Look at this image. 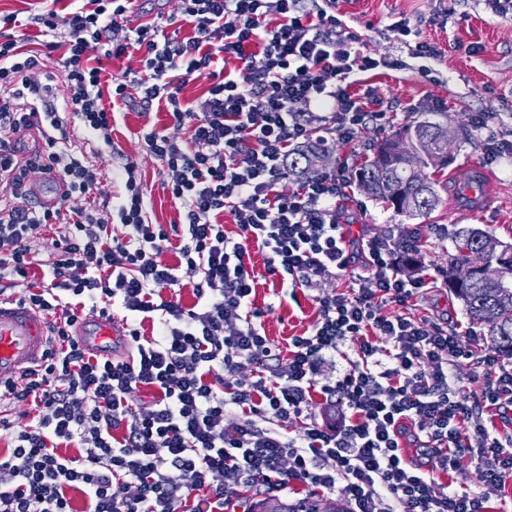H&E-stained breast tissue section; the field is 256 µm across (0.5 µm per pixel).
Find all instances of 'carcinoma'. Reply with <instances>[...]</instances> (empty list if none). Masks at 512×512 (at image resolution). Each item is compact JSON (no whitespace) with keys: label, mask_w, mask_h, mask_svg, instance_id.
Masks as SVG:
<instances>
[{"label":"carcinoma","mask_w":512,"mask_h":512,"mask_svg":"<svg viewBox=\"0 0 512 512\" xmlns=\"http://www.w3.org/2000/svg\"><path fill=\"white\" fill-rule=\"evenodd\" d=\"M440 122H414L371 145V155L358 169L361 190L397 216L414 218L439 204L440 173L452 161ZM325 150L307 147L294 155L291 176L319 169ZM448 287L462 301L470 324L482 329L488 347L512 358V246L473 225L448 237ZM346 512L341 502L317 497L288 501L267 495L250 502L247 512Z\"/></svg>","instance_id":"carcinoma-1"}]
</instances>
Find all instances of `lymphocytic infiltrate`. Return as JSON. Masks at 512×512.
I'll return each instance as SVG.
<instances>
[{
	"instance_id": "1",
	"label": "lymphocytic infiltrate",
	"mask_w": 512,
	"mask_h": 512,
	"mask_svg": "<svg viewBox=\"0 0 512 512\" xmlns=\"http://www.w3.org/2000/svg\"><path fill=\"white\" fill-rule=\"evenodd\" d=\"M337 0H181L192 38L160 36L157 25L123 28L126 0H84L65 13L35 15L43 51L62 50L67 88L55 100L41 81V53L25 49L15 14L0 18V286L24 287V300L47 324L42 364L0 390V404L24 407L27 423L0 456V512H74L69 490L85 496L84 512H224V480L343 499L349 512H487L488 491L512 476V438L481 423L484 411L512 407V362L493 349L472 354L461 331L404 312L437 275L413 264L417 231L400 237L346 235L336 200L354 178L348 160L282 194L290 149L314 129L342 144L368 118L349 77L400 60L376 58L337 19ZM276 16L268 26L267 16ZM141 51L140 70L103 81L104 61ZM221 57L237 68L214 74L190 102L179 94ZM163 102L188 140L153 130L147 152L185 211L178 247L195 303L182 308L162 289L181 287L159 256L168 233L151 223L133 162L118 172V202L104 198L100 172L84 143L70 135L69 112L95 143L111 150L118 109ZM41 127L29 157L15 134ZM54 176L66 190L57 209L33 203L31 178ZM85 200L71 210L72 199ZM230 215L233 241L219 224ZM58 227L56 250L37 259L35 233ZM269 255L289 288H313L353 263L363 273L348 290L315 296L308 334L292 337L288 357L272 346L252 306L249 247ZM41 279H29L32 267ZM119 305L152 331L131 328L134 350L109 359L86 349L74 325L82 311ZM394 312H386V305ZM389 346L377 348L373 336ZM357 345L348 368L329 371L341 343ZM471 361L478 392L458 386L450 369ZM232 382H225V375ZM156 396L136 403L134 390ZM334 408L338 424L311 420L313 392ZM302 421L296 436L269 418ZM428 453L426 464L405 442ZM83 453L67 457L58 446ZM469 459L482 487L440 485L427 468L447 470Z\"/></svg>"
}]
</instances>
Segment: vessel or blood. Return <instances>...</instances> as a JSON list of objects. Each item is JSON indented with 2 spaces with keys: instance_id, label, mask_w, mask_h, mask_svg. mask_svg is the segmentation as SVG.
<instances>
[{
  "instance_id": "vessel-or-blood-1",
  "label": "vessel or blood",
  "mask_w": 512,
  "mask_h": 512,
  "mask_svg": "<svg viewBox=\"0 0 512 512\" xmlns=\"http://www.w3.org/2000/svg\"><path fill=\"white\" fill-rule=\"evenodd\" d=\"M74 334L107 356L122 336L110 318L101 316L79 321ZM45 342V325L37 312L21 300L0 299V386L40 364Z\"/></svg>"
}]
</instances>
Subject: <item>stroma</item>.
<instances>
[{"label": "stroma", "mask_w": 512, "mask_h": 512, "mask_svg": "<svg viewBox=\"0 0 512 512\" xmlns=\"http://www.w3.org/2000/svg\"><path fill=\"white\" fill-rule=\"evenodd\" d=\"M69 4L70 0H0V12L25 20L24 43L35 49L42 38L39 28L28 24V17L48 9L60 12ZM441 12L448 15L447 26L431 25V18ZM336 15L360 36L363 51L398 58L403 66L355 74L353 93L363 94L370 86L378 92L366 106L374 118L358 131L354 144L331 150V162L345 157L359 165L373 142L413 122L448 121L456 131L453 160L438 177L440 203L431 214L414 219L393 215L354 186L339 202L341 223L354 235H395L418 229L425 261L434 267L445 263L446 233L464 225L489 230L512 244V156L493 162L486 156L488 134L512 141V17L495 16L485 0H340ZM180 16V0H132L123 25L133 30L153 22L168 37H192V28ZM403 18L418 28L423 40L440 49L439 59L424 63L411 56L393 28ZM478 114L487 119V128L475 127L473 118ZM152 128L178 133L183 140L189 137L187 129H175L166 107L126 108L113 125L114 154L96 159L100 188L111 196L119 194L118 160L128 158L136 164L145 188L151 222L168 230L180 224L183 208L169 193L160 163L144 148L141 135ZM474 165L484 170L481 189L461 196L457 189L470 178ZM249 268L255 286L252 302L262 313L265 333L276 349L287 352L289 337L309 331L316 305L309 293H298L293 299L282 293L278 275L269 269L267 252L251 248ZM407 313L445 328L470 325L462 302L445 286L416 295Z\"/></svg>", "instance_id": "obj_1"}]
</instances>
